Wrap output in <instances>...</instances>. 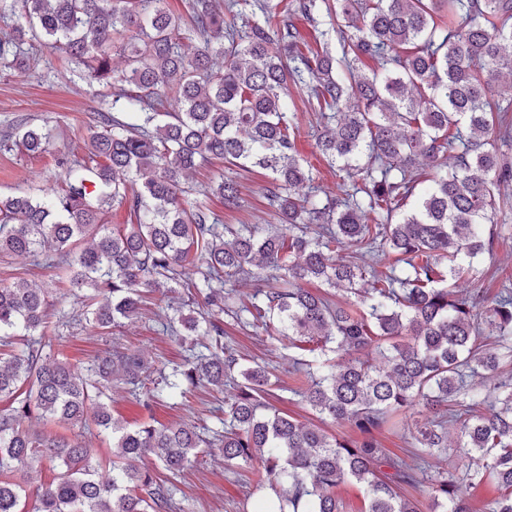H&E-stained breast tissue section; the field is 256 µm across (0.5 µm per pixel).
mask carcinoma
I'll return each mask as SVG.
<instances>
[{"mask_svg":"<svg viewBox=\"0 0 512 512\" xmlns=\"http://www.w3.org/2000/svg\"><path fill=\"white\" fill-rule=\"evenodd\" d=\"M259 9L264 20L240 29L224 24L217 0H189L188 27L165 0H0L6 70L30 69V50L46 46L110 86L112 51L125 62L101 131L84 156L65 159L60 186L0 196V252L52 260L81 291V316L104 333L137 317L146 296L186 288L162 327L192 352L156 368L114 348L80 366L64 355L68 337L46 335L51 289L1 285L0 512H187L168 479L141 463L177 476L203 447L220 449L230 467L259 461L256 489L272 496L256 512H343L336 488L348 482L364 488V512H420L401 490L424 486L441 512H474L469 491L488 480L502 494L483 512H512V380L497 376L512 363V290L488 307L455 290L491 250L496 194L512 177L496 148L512 139V83L510 103L489 95L500 70L512 72V0H299L313 22L343 18L320 31L316 52L280 19L279 3ZM187 40L196 42L190 54ZM366 58L379 68L360 71ZM290 83L325 120L322 155L360 176L341 197L314 186L298 157ZM420 85L430 94L416 98ZM4 141L34 155L48 134L19 123ZM422 159L454 168L419 191ZM204 161L268 171L281 224H225L191 198L239 204L237 182L222 172L200 190L186 186ZM115 203L134 222L111 231ZM188 265L198 278L184 285ZM255 267L266 289L246 302L224 289ZM311 281L345 300L302 287ZM224 314L298 350L291 391L362 439L269 412L272 374L224 344ZM114 381L146 409L200 383L229 386L224 430L120 420ZM403 414L424 416L410 463L375 440ZM93 426L112 442L105 478L79 442ZM444 452L459 463L430 469L427 458ZM40 463L54 476L31 500L26 484Z\"/></svg>","mask_w":512,"mask_h":512,"instance_id":"carcinoma-1","label":"carcinoma"}]
</instances>
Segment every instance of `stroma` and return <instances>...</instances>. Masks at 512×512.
Listing matches in <instances>:
<instances>
[{"instance_id": "1", "label": "stroma", "mask_w": 512, "mask_h": 512, "mask_svg": "<svg viewBox=\"0 0 512 512\" xmlns=\"http://www.w3.org/2000/svg\"><path fill=\"white\" fill-rule=\"evenodd\" d=\"M37 63L26 72L0 70V136L19 121L49 132L47 152L30 156L20 150L0 149V195L10 196L31 188L56 187L62 170L60 158L82 152L93 132L98 131L97 113L106 108L111 97L106 87L86 78L78 70L64 64L47 48L36 51ZM288 110L296 116L295 144L300 158L313 172L314 183L323 191L338 193L348 183L346 172L331 167L317 147L320 132L317 113L307 102L306 93L292 88L288 91ZM230 176L240 185L238 208H225L221 199L213 197L209 205L226 224H275L276 210L269 206L266 192L270 177L259 168H231ZM499 235L493 249L475 264L471 279L459 282L461 290L480 294L485 303H492L503 286H512V185L502 188L497 201ZM59 269L33 267L31 259L0 254V285L11 284L22 277L36 285H54L52 312L70 313L77 300L65 282H59ZM164 315L161 306H153L134 320L113 328L103 335L88 322L70 318L62 332L69 338L67 354L71 361L91 363L97 356L114 347L138 350L173 364L182 363L186 351L174 337L163 334ZM225 343L243 358L265 365L284 384L270 403L280 411L305 422H321L328 434L339 433L331 420H318L316 415L291 393L289 369L291 351L285 343L271 338L260 329L242 327L232 318L224 320ZM112 412L127 421L155 418L165 425L190 423L197 428H220L224 417L223 393L198 387L189 402H159L151 408L133 403L122 385L112 388ZM248 468L228 467L219 455L200 449L193 465L176 480L177 487L194 506V512H241L256 496L247 482Z\"/></svg>"}]
</instances>
